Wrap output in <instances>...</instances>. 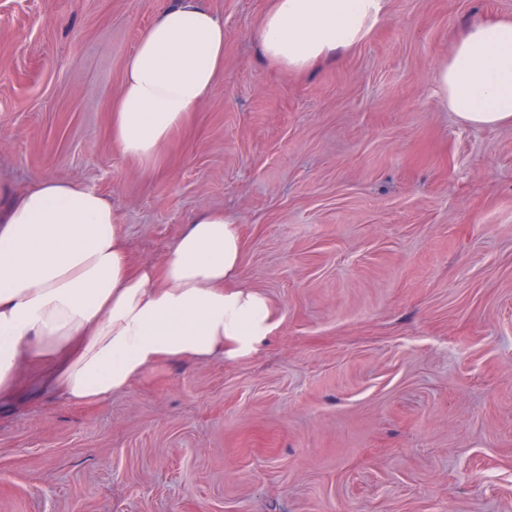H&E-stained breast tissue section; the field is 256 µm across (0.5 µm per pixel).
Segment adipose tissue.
I'll use <instances>...</instances> for the list:
<instances>
[{
	"mask_svg": "<svg viewBox=\"0 0 512 512\" xmlns=\"http://www.w3.org/2000/svg\"><path fill=\"white\" fill-rule=\"evenodd\" d=\"M388 0H269L255 41L272 66L302 72L361 43ZM224 66V22L201 0H169L129 57L112 106V144L155 162ZM436 83L461 120L512 124V16L453 37ZM243 238L223 213L193 216L162 264L136 265L111 201L51 175L0 203V401L24 389L75 403L126 392L148 371L258 353L277 306L239 283Z\"/></svg>",
	"mask_w": 512,
	"mask_h": 512,
	"instance_id": "1",
	"label": "adipose tissue"
}]
</instances>
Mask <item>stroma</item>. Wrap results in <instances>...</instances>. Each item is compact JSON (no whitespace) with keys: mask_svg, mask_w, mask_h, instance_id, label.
Masks as SVG:
<instances>
[{"mask_svg":"<svg viewBox=\"0 0 512 512\" xmlns=\"http://www.w3.org/2000/svg\"><path fill=\"white\" fill-rule=\"evenodd\" d=\"M165 0H0V199L103 193L133 263L188 219L239 224V281L282 322L255 356L128 392L0 403V512H512V125L435 86L452 37L512 0H388L319 69L271 67L268 0H203L224 68L161 158L109 128Z\"/></svg>","mask_w":512,"mask_h":512,"instance_id":"obj_1","label":"stroma"}]
</instances>
